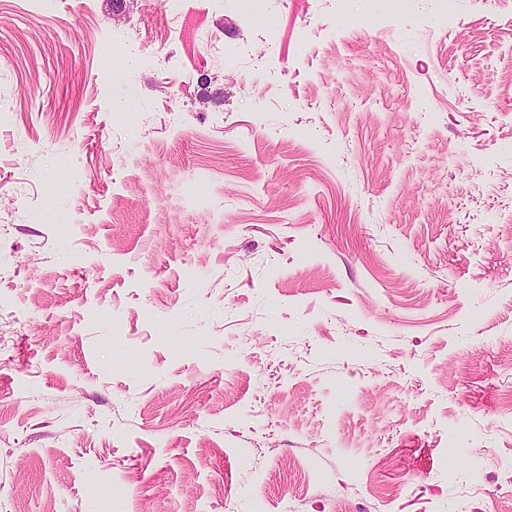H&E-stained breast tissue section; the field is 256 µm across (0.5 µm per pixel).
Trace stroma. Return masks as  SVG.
I'll return each instance as SVG.
<instances>
[{"instance_id":"obj_1","label":"stroma","mask_w":512,"mask_h":512,"mask_svg":"<svg viewBox=\"0 0 512 512\" xmlns=\"http://www.w3.org/2000/svg\"><path fill=\"white\" fill-rule=\"evenodd\" d=\"M160 2L0 0V512H512V0ZM144 47V43L137 37L124 40L119 46L106 44L104 52L112 58V68L123 70L129 60L137 55L140 49Z\"/></svg>"}]
</instances>
